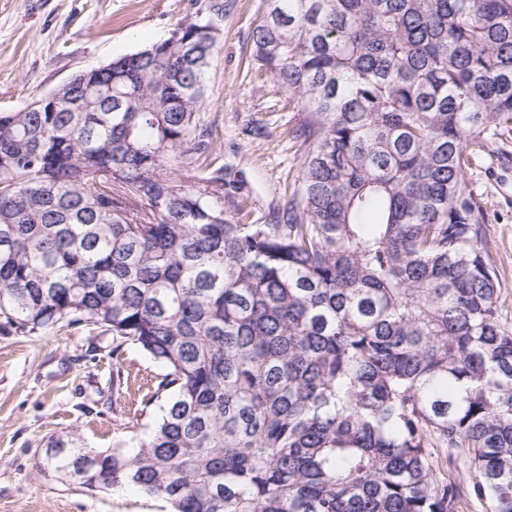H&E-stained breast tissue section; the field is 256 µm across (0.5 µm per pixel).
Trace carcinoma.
I'll return each mask as SVG.
<instances>
[{
	"mask_svg": "<svg viewBox=\"0 0 512 512\" xmlns=\"http://www.w3.org/2000/svg\"><path fill=\"white\" fill-rule=\"evenodd\" d=\"M0 112V319L91 323L165 373L130 451L44 466L172 512H512V329L472 170L512 125V0H266L250 61L306 154L274 224L206 174L210 11Z\"/></svg>",
	"mask_w": 512,
	"mask_h": 512,
	"instance_id": "1",
	"label": "carcinoma"
}]
</instances>
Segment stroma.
Returning <instances> with one entry per match:
<instances>
[{"mask_svg": "<svg viewBox=\"0 0 512 512\" xmlns=\"http://www.w3.org/2000/svg\"><path fill=\"white\" fill-rule=\"evenodd\" d=\"M262 0H224L213 16L218 50L204 113L213 140L198 170L223 168L231 186L224 209L247 222L271 223L297 190L305 148L292 131L298 113L269 79L254 77L250 37ZM193 0H0V111L25 107L78 71L166 38L192 19ZM492 226L499 311L512 326V130L492 141L473 175ZM95 326L21 333L0 325V512H170L162 499L133 488L93 491L41 472L47 444L76 432L90 448L143 437L159 406L139 414L138 388L160 366L127 344L113 353Z\"/></svg>", "mask_w": 512, "mask_h": 512, "instance_id": "35a3bbf8", "label": "stroma"}]
</instances>
